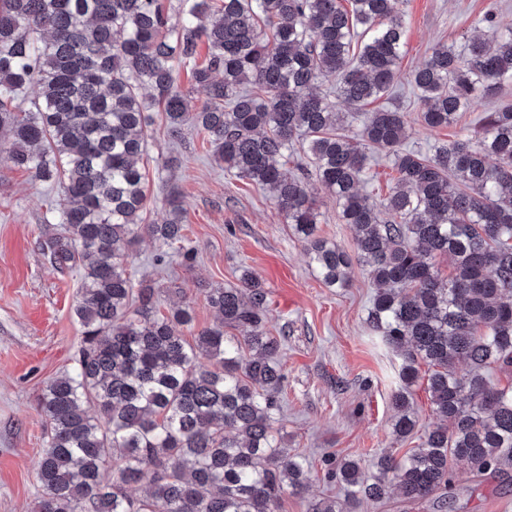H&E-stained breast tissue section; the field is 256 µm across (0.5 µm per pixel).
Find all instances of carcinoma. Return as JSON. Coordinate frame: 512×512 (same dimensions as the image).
Masks as SVG:
<instances>
[{"instance_id":"1","label":"carcinoma","mask_w":512,"mask_h":512,"mask_svg":"<svg viewBox=\"0 0 512 512\" xmlns=\"http://www.w3.org/2000/svg\"><path fill=\"white\" fill-rule=\"evenodd\" d=\"M348 2L179 0L171 11L165 0H0V129L9 134L0 160L64 191L45 220L58 225L47 256L82 271L76 367L38 396L49 424L38 512H157L160 503L165 512H278L310 480L276 427L286 376L258 278L244 269L238 285L206 289L216 321L188 344L176 326L192 323L189 308L160 313L153 283L129 272L139 232L184 241L174 193L162 223H142L155 112L169 136L193 126L226 172L270 192L327 287H350L355 262L366 272L368 324L403 359L391 398L399 438L416 428L419 365L431 367L441 424L408 455L378 457L370 476L354 460L339 463L347 499L324 498L311 512H353L394 487L429 500L452 484L451 458L477 476L512 468V385L486 375L512 367V106L484 113L473 141L404 149L407 113L359 112L393 92L403 14L397 0ZM479 23L488 36L438 46L411 73L422 125L452 126L512 81V29L498 30L490 9ZM202 45L208 62L192 77L206 100L197 105L175 73ZM329 76L352 111L319 91ZM34 84L37 99L23 109ZM358 121L359 133L340 132ZM296 145L353 228L354 253L320 236L307 170L287 167ZM375 152L396 172L380 199L365 190ZM237 327L247 328L242 342L224 333ZM142 485L144 496L128 494Z\"/></svg>"}]
</instances>
